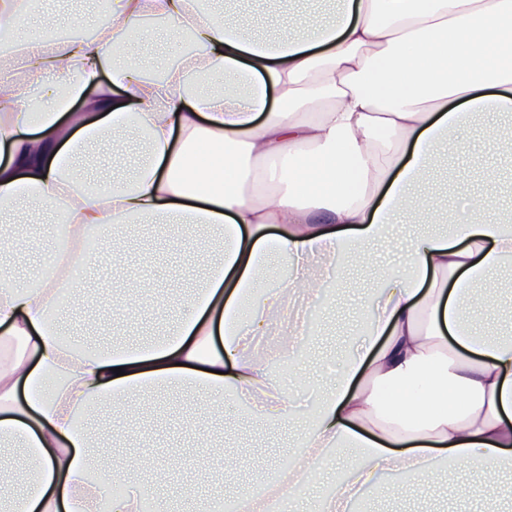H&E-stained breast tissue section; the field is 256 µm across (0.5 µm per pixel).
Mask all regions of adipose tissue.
<instances>
[{
	"mask_svg": "<svg viewBox=\"0 0 512 512\" xmlns=\"http://www.w3.org/2000/svg\"><path fill=\"white\" fill-rule=\"evenodd\" d=\"M210 0H107L92 37H57L61 17L0 0V214L63 218L57 262L38 288L0 269V447L24 449L28 488L0 512H98L87 422L151 387L188 389L276 427L294 407L256 355L299 346L329 271L365 262L402 217L415 221L403 265L387 268L362 339L309 417L304 451L237 512H275L330 451L359 463L315 512H351L382 476L404 496L438 467L471 464L488 483L512 473V339L468 323L477 283L512 262V225L488 208L452 230L426 225L420 194L433 156L456 152L467 118L512 112V0H337L332 14L216 12ZM190 39L162 78L129 46L139 34ZM146 158L126 177L82 161L127 134ZM264 179L265 200L247 191ZM131 224L222 233L208 272L160 339L74 344L57 321L77 288L87 233L121 244ZM287 274L254 282L268 260ZM123 375H115V368Z\"/></svg>",
	"mask_w": 512,
	"mask_h": 512,
	"instance_id": "obj_1",
	"label": "adipose tissue"
}]
</instances>
